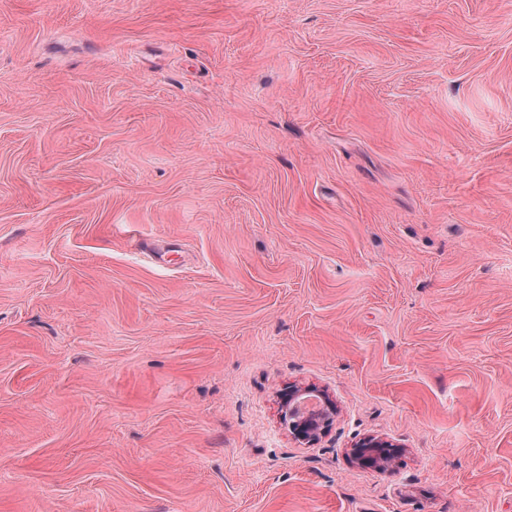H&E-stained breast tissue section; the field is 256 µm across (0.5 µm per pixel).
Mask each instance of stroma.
Returning a JSON list of instances; mask_svg holds the SVG:
<instances>
[{"label": "stroma", "instance_id": "35a3bbf8", "mask_svg": "<svg viewBox=\"0 0 512 512\" xmlns=\"http://www.w3.org/2000/svg\"><path fill=\"white\" fill-rule=\"evenodd\" d=\"M0 512H512V0H0ZM310 394L318 397L323 405V410L318 417L313 419L292 417L290 409L292 404L302 395ZM282 420L288 425L291 434L299 441L312 443L329 426L332 404L326 394L316 389L289 388L281 396ZM400 455L398 446L382 439H368L352 450L354 462L362 468L387 470L390 469Z\"/></svg>", "mask_w": 512, "mask_h": 512}]
</instances>
